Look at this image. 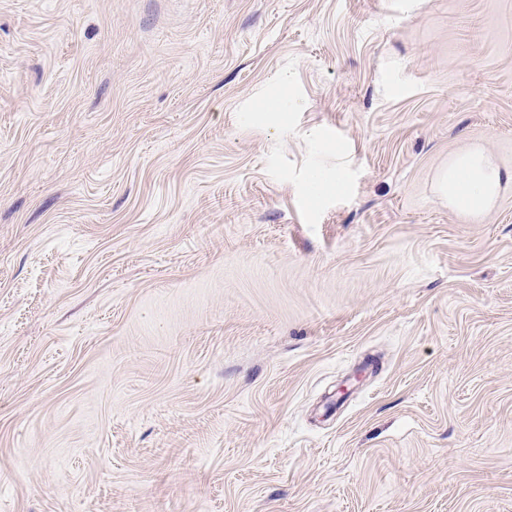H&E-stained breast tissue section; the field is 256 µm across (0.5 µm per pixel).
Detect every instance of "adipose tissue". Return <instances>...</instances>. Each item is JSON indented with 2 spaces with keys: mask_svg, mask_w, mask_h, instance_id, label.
I'll return each instance as SVG.
<instances>
[{
  "mask_svg": "<svg viewBox=\"0 0 512 512\" xmlns=\"http://www.w3.org/2000/svg\"><path fill=\"white\" fill-rule=\"evenodd\" d=\"M508 182L512 183V171L501 170L483 148L476 147L449 159L437 177L436 191L452 210L480 215L493 206Z\"/></svg>",
  "mask_w": 512,
  "mask_h": 512,
  "instance_id": "1",
  "label": "adipose tissue"
}]
</instances>
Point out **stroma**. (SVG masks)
<instances>
[{"mask_svg": "<svg viewBox=\"0 0 512 512\" xmlns=\"http://www.w3.org/2000/svg\"><path fill=\"white\" fill-rule=\"evenodd\" d=\"M473 145L512 0H0V512H512ZM512 183V171H502L480 147L448 161L437 177L436 191L448 207L460 213L480 215L496 201L503 183Z\"/></svg>", "mask_w": 512, "mask_h": 512, "instance_id": "obj_1", "label": "stroma"}]
</instances>
